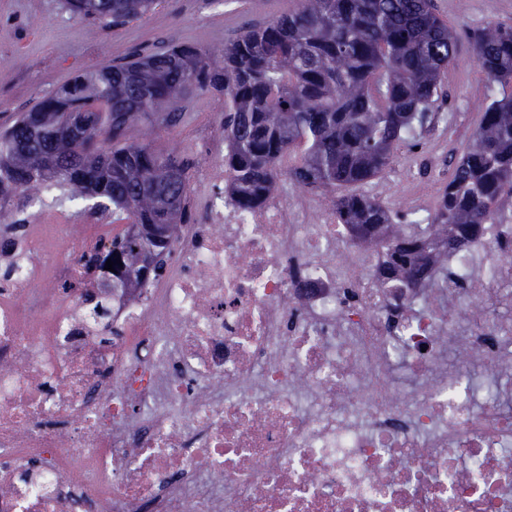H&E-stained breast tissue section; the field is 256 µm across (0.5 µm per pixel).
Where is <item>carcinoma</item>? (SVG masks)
I'll return each mask as SVG.
<instances>
[{
  "instance_id": "obj_1",
  "label": "carcinoma",
  "mask_w": 512,
  "mask_h": 512,
  "mask_svg": "<svg viewBox=\"0 0 512 512\" xmlns=\"http://www.w3.org/2000/svg\"><path fill=\"white\" fill-rule=\"evenodd\" d=\"M66 2L72 13L117 28L151 12L158 0ZM467 40L477 66L505 90L487 104L431 218L447 241L468 244L484 225L504 223L505 204L512 205V24H489ZM458 45L435 0H301L215 54L171 44L78 74L0 131V227L19 237L23 225L6 220L3 206L47 183L98 200L114 222L130 221L104 254L87 262L101 289L87 296L88 311L104 319L108 296L96 271L106 260L115 261L112 287L133 292L161 275L172 252L171 241L157 246L149 279L140 278L132 259L148 243L132 225L178 229L192 219L195 161L134 142L132 131L151 118L177 120L182 96L218 92L229 173L224 196L236 207L262 206L276 190L279 160L293 156L288 178L330 193L336 223L383 250L381 275L441 281L448 254L422 257L428 226L398 223L363 188L435 119ZM74 114L87 124L81 140L47 136Z\"/></svg>"
}]
</instances>
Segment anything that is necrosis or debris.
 Segmentation results:
<instances>
[{"mask_svg":"<svg viewBox=\"0 0 512 512\" xmlns=\"http://www.w3.org/2000/svg\"><path fill=\"white\" fill-rule=\"evenodd\" d=\"M206 214L162 281L111 291L108 344L95 221L38 200L0 254V512H512V224L429 288L312 199Z\"/></svg>","mask_w":512,"mask_h":512,"instance_id":"4bbe7bcc","label":"necrosis or debris"}]
</instances>
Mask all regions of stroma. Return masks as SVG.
<instances>
[{"instance_id":"35a3bbf8","label":"stroma","mask_w":512,"mask_h":512,"mask_svg":"<svg viewBox=\"0 0 512 512\" xmlns=\"http://www.w3.org/2000/svg\"><path fill=\"white\" fill-rule=\"evenodd\" d=\"M440 14L460 32L512 23V0H436ZM279 10L265 0H159L148 15L120 28L74 15L64 0H0V127L62 85L72 75L170 44L206 52L223 49L245 25L265 22ZM439 119L416 147H401L374 186L375 193L405 221L431 219L442 177L474 134L486 105L500 94L475 65L468 42H460L446 81ZM174 126L144 123L132 137L202 162L190 171L198 190L224 162V98L197 94L182 102Z\"/></svg>"}]
</instances>
